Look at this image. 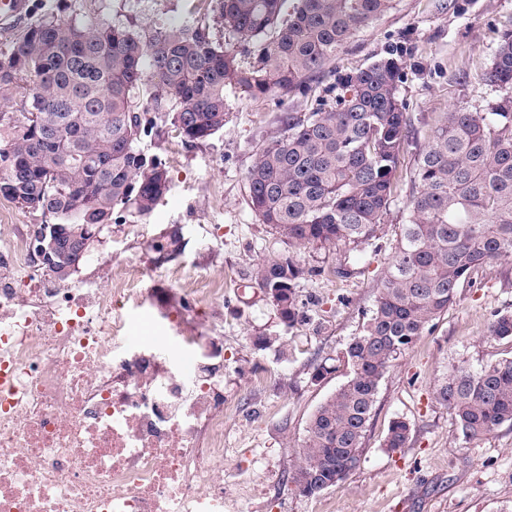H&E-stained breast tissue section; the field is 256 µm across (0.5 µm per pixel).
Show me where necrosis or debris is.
Wrapping results in <instances>:
<instances>
[{
  "mask_svg": "<svg viewBox=\"0 0 512 512\" xmlns=\"http://www.w3.org/2000/svg\"><path fill=\"white\" fill-rule=\"evenodd\" d=\"M152 291L128 264L54 287L0 226V512H224L223 288ZM144 315L163 335L131 340Z\"/></svg>",
  "mask_w": 512,
  "mask_h": 512,
  "instance_id": "4bbe7bcc",
  "label": "necrosis or debris"
}]
</instances>
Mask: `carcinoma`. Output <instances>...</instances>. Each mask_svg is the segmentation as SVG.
Returning a JSON list of instances; mask_svg holds the SVG:
<instances>
[{
  "instance_id": "carcinoma-1",
  "label": "carcinoma",
  "mask_w": 512,
  "mask_h": 512,
  "mask_svg": "<svg viewBox=\"0 0 512 512\" xmlns=\"http://www.w3.org/2000/svg\"><path fill=\"white\" fill-rule=\"evenodd\" d=\"M166 28L37 15L0 49V196L41 213L64 231L110 224L117 210L150 215L168 191L165 164L141 153L151 113L186 141L224 129L227 91L287 97L309 90L361 29L393 0H191ZM213 14L232 42L210 35ZM402 52L392 49L339 79L335 104L290 113L249 168L247 204L290 245L360 244L374 237L395 198L410 120L400 89ZM485 81L508 93L496 103L456 106L428 131L411 182L393 256L362 330L342 353L346 381L312 414L298 470L309 495L337 485L359 466L379 385L433 326L459 290L487 265L512 256V31L500 36ZM160 237L158 255L179 252ZM308 272L290 256L263 263L254 282L272 290L283 323L300 317L299 283ZM512 338V315L491 323L488 339ZM436 398L455 414L466 440L512 422V358L479 370L448 369ZM404 420L384 446L404 447Z\"/></svg>"
}]
</instances>
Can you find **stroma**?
<instances>
[{
    "label": "stroma",
    "instance_id": "stroma-1",
    "mask_svg": "<svg viewBox=\"0 0 512 512\" xmlns=\"http://www.w3.org/2000/svg\"><path fill=\"white\" fill-rule=\"evenodd\" d=\"M101 22L162 28L178 22L188 0H87ZM512 29V0H394L336 57V70L313 77L307 94L228 96L223 131L185 141L167 117L140 147L166 165L170 189L146 217L114 215L112 232L77 272L100 278L106 261L153 265L151 241L181 225L186 246L169 260L177 282L158 286V309H178L184 292L221 282L212 323L224 338V512H512V423L478 439L463 438L454 414L436 401L438 379L466 362L480 368L512 357V341L488 339L495 315H512V257L484 267L434 328L396 361L380 384L360 466L344 482L306 497L295 484L309 420L345 380L344 371L316 377L356 336L381 288V272L407 220L409 172L424 134L450 108L483 106L500 91L483 79L500 32ZM397 47L408 79L401 88L411 118L396 201L366 243L294 247L260 223L246 203V175L256 153L288 113L312 111L317 97L335 102L340 75L367 67ZM290 255L315 276L299 287L302 322L285 326L260 289L255 269ZM258 336L282 337L287 359L258 349ZM409 422L403 448L383 442L394 420Z\"/></svg>",
    "mask_w": 512,
    "mask_h": 512
}]
</instances>
